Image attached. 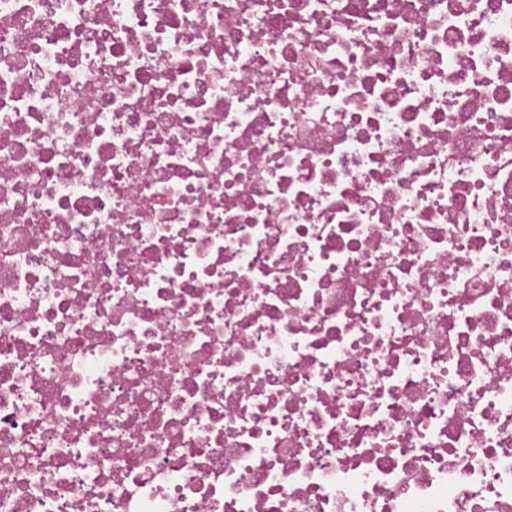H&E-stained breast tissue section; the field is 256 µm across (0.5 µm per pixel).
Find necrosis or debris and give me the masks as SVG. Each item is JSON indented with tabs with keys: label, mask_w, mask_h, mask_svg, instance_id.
Returning a JSON list of instances; mask_svg holds the SVG:
<instances>
[{
	"label": "necrosis or debris",
	"mask_w": 512,
	"mask_h": 512,
	"mask_svg": "<svg viewBox=\"0 0 512 512\" xmlns=\"http://www.w3.org/2000/svg\"><path fill=\"white\" fill-rule=\"evenodd\" d=\"M0 512H512V0H0Z\"/></svg>",
	"instance_id": "necrosis-or-debris-1"
}]
</instances>
